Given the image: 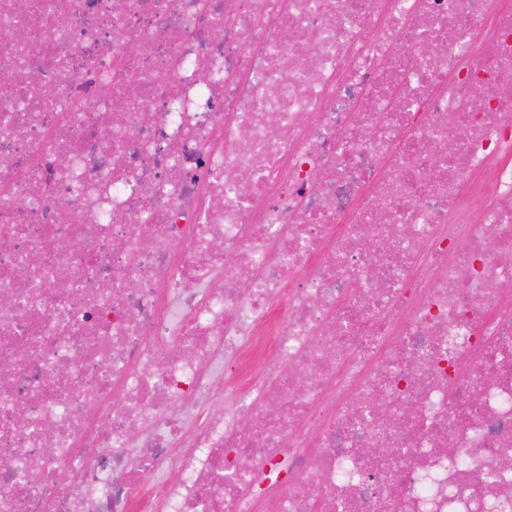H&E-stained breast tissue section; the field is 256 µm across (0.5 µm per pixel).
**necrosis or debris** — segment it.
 Here are the masks:
<instances>
[{
	"label": "necrosis or debris",
	"instance_id": "4bbe7bcc",
	"mask_svg": "<svg viewBox=\"0 0 512 512\" xmlns=\"http://www.w3.org/2000/svg\"><path fill=\"white\" fill-rule=\"evenodd\" d=\"M505 85L500 0H0V512H512Z\"/></svg>",
	"mask_w": 512,
	"mask_h": 512
}]
</instances>
